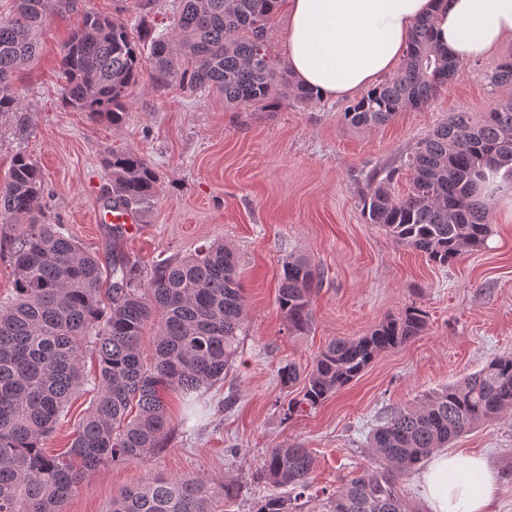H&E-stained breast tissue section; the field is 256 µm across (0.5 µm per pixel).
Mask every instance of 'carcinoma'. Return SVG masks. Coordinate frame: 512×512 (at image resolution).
Returning a JSON list of instances; mask_svg holds the SVG:
<instances>
[{
	"instance_id": "cac0c4a2",
	"label": "carcinoma",
	"mask_w": 512,
	"mask_h": 512,
	"mask_svg": "<svg viewBox=\"0 0 512 512\" xmlns=\"http://www.w3.org/2000/svg\"><path fill=\"white\" fill-rule=\"evenodd\" d=\"M280 0H180L177 37L148 28L133 33L118 18L83 12L60 59L68 102L117 126L142 61L155 80L176 79L192 91L214 92L245 109L273 110L288 91L302 103L317 99L290 80L288 65L267 52L269 23ZM52 0H14L0 18V115L21 110L14 73L39 50ZM460 61L437 47L429 19L412 29L398 72L343 112L353 128L390 121L420 109L459 71ZM512 83V56L488 76ZM112 178L108 206L142 207L156 196L158 178L132 151L104 159ZM411 191L396 198L390 184L368 178L364 214L397 243L446 267L465 249L485 247L491 222L481 192L500 171L512 175V101L475 120L457 112L417 144L407 160ZM42 176L17 154L0 186V234L27 220L13 242L14 296L0 305V512H62L84 475L104 463L132 462L160 447L168 434L164 392L194 393L224 380L244 324L242 288L232 250L215 243L158 264L141 288L138 263L112 260L110 282L99 257L37 215ZM310 260L290 255L282 264L278 304L288 330L304 334L318 288ZM155 328L146 357L142 336ZM424 313L412 307L354 339H334L303 373L290 362L281 384H303L301 403L315 408L356 380L381 353L422 335ZM98 363L95 401L61 454L45 447L72 396L85 385L87 352ZM512 412V356L482 369L418 404L391 412L369 434L377 465L327 498L328 512H416L398 491L399 480L433 451ZM306 448H273L254 480L288 488L257 512H297L309 490ZM215 484L202 477L153 478L112 499V512H211Z\"/></svg>"
}]
</instances>
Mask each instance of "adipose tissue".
<instances>
[{
	"label": "adipose tissue",
	"mask_w": 512,
	"mask_h": 512,
	"mask_svg": "<svg viewBox=\"0 0 512 512\" xmlns=\"http://www.w3.org/2000/svg\"><path fill=\"white\" fill-rule=\"evenodd\" d=\"M283 52L299 85L344 99L377 85L423 17L437 45L465 62L512 38V0H286ZM430 512H492L497 483L483 457L441 454L421 474Z\"/></svg>",
	"instance_id": "obj_1"
}]
</instances>
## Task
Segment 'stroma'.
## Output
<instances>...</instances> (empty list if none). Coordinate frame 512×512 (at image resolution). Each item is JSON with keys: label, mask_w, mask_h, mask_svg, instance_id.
Wrapping results in <instances>:
<instances>
[{"label": "stroma", "mask_w": 512, "mask_h": 512, "mask_svg": "<svg viewBox=\"0 0 512 512\" xmlns=\"http://www.w3.org/2000/svg\"><path fill=\"white\" fill-rule=\"evenodd\" d=\"M84 10L169 33L175 0H79L75 11L52 5L38 55L15 74L22 109L0 116V183L14 156L28 154L43 174L45 220L63 225L102 264L116 253L138 260L145 282L162 261L224 243L238 257L246 325L223 381L193 400L166 393L164 447L87 472L63 512H109L113 497L154 476L230 485L231 497L216 496L213 512H257L266 496L288 493L253 479L278 446L311 450L302 512H321L327 495L373 465L367 436L388 413L512 355L511 196L486 197V248L463 251L445 267L398 244L362 210L371 172L397 170L393 191L404 196L405 161L419 141L453 113L477 119L512 99V83L486 79L512 55V38L464 63L431 105L379 127L347 125L343 99L305 104L288 95L273 112L233 108L179 82H155L147 66L115 127L63 95L60 53ZM114 151L139 154L159 176L136 234L118 239L94 221L112 192L104 159ZM294 254L309 258L322 277L312 325L296 336L277 301L282 263ZM412 307L427 315L422 336L381 353L317 408L289 413L302 389L281 386V365L310 370L330 340L364 335ZM448 450L483 456L498 483L494 512H512V413L478 424Z\"/></svg>", "instance_id": "stroma-1"}]
</instances>
